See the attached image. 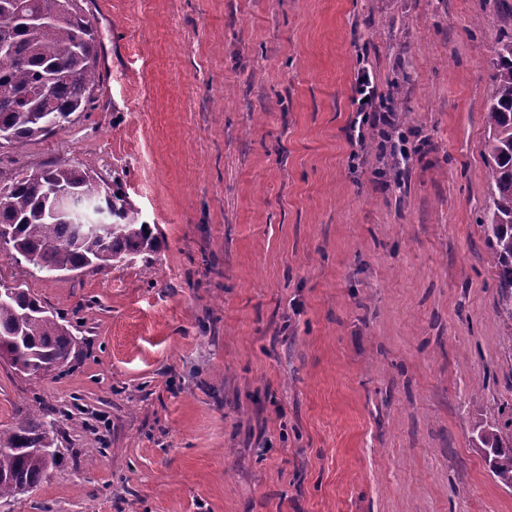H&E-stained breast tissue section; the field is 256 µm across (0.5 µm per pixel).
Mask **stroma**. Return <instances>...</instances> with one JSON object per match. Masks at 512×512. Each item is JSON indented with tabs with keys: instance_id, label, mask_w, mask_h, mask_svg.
I'll return each instance as SVG.
<instances>
[{
	"instance_id": "obj_1",
	"label": "stroma",
	"mask_w": 512,
	"mask_h": 512,
	"mask_svg": "<svg viewBox=\"0 0 512 512\" xmlns=\"http://www.w3.org/2000/svg\"><path fill=\"white\" fill-rule=\"evenodd\" d=\"M88 111L0 170L119 184L160 247L21 278L67 365L0 360V429L54 415L57 464L0 512H512L477 412L512 436V342L478 222L498 0H83ZM410 77L404 184L351 159L356 78Z\"/></svg>"
}]
</instances>
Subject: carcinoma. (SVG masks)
Here are the masks:
<instances>
[{
    "label": "carcinoma",
    "mask_w": 512,
    "mask_h": 512,
    "mask_svg": "<svg viewBox=\"0 0 512 512\" xmlns=\"http://www.w3.org/2000/svg\"><path fill=\"white\" fill-rule=\"evenodd\" d=\"M11 58L0 62V148L19 149L71 122L90 105L100 83L99 37L80 0H0V41ZM492 93L486 112L491 195L480 224L497 271V313L512 342V35L489 46ZM65 191L79 202L67 215L52 200ZM151 225L121 187L100 184L90 171L54 165L0 173V246L15 253L21 276L103 271L158 247ZM77 337L23 284H0V358L28 376L64 365ZM478 441L503 462L490 467L512 489V446L497 426L477 417ZM58 435L56 419L27 417L0 430V499L33 491L50 466L42 450Z\"/></svg>",
    "instance_id": "cac0c4a2"
}]
</instances>
